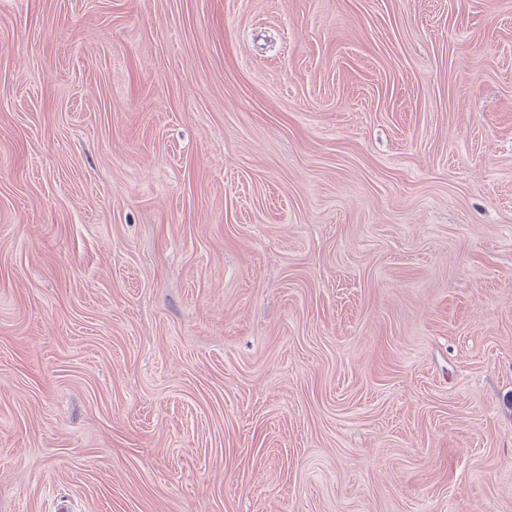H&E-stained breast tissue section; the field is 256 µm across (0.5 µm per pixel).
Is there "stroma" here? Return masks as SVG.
<instances>
[{
	"instance_id": "1",
	"label": "stroma",
	"mask_w": 512,
	"mask_h": 512,
	"mask_svg": "<svg viewBox=\"0 0 512 512\" xmlns=\"http://www.w3.org/2000/svg\"><path fill=\"white\" fill-rule=\"evenodd\" d=\"M0 512H512V0H0Z\"/></svg>"
}]
</instances>
